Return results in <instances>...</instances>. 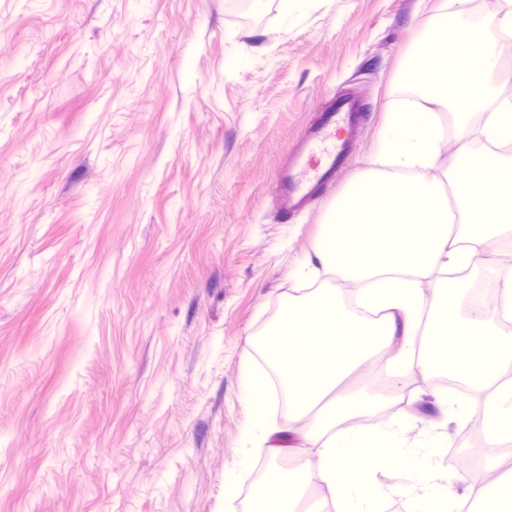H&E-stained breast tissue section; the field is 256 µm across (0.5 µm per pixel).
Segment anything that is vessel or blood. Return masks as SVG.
Wrapping results in <instances>:
<instances>
[{"label":"vessel or blood","instance_id":"1","mask_svg":"<svg viewBox=\"0 0 512 512\" xmlns=\"http://www.w3.org/2000/svg\"><path fill=\"white\" fill-rule=\"evenodd\" d=\"M359 114L353 102L340 99L322 112L318 121L288 152L277 172L280 209L294 214L308 208L338 168L350 161L353 141L341 130H354Z\"/></svg>","mask_w":512,"mask_h":512}]
</instances>
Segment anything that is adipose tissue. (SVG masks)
Returning <instances> with one entry per match:
<instances>
[{
	"label": "adipose tissue",
	"mask_w": 512,
	"mask_h": 512,
	"mask_svg": "<svg viewBox=\"0 0 512 512\" xmlns=\"http://www.w3.org/2000/svg\"><path fill=\"white\" fill-rule=\"evenodd\" d=\"M511 37L512 5L481 25H458L457 37L443 56H436L430 43L408 53L405 71L415 80L422 105L395 114L379 146L381 169L365 171L347 186L309 260L313 272L334 273L343 286L288 310L284 344L296 336L305 342L283 359L280 424L272 429L260 418L252 433L259 441L277 440L282 448L293 435L313 446L303 479L324 486L328 498H335L340 487L363 484L373 460L364 453L356 471L344 466L349 439L342 423L361 409V401L339 402L317 423L306 422L314 394L301 385L294 368L299 360L322 356L317 338L306 335L308 324L329 320L338 332L357 330L358 341L329 359L322 381L330 385L344 369L386 349L393 376L411 370L432 376L428 356L411 354L410 349L422 319H437L455 303L457 294L446 288L445 273L496 269L502 285L494 294L502 312L512 316V266L503 261L512 256V234L506 230L512 224V166H504L489 148L461 155L462 178L446 183L435 173L449 141L435 120L437 107H451L458 115L457 137H468L476 104L492 94L485 79L492 42ZM466 224L484 228L491 239L488 251L472 247V235L462 230ZM450 334L467 348L458 366L472 371L474 392L484 401L466 407L451 397L445 404L459 418L485 428L487 411L497 410L503 397L489 391L488 384L496 369L512 359V341H503L486 321L453 322ZM397 339L401 349L391 351ZM500 440L497 431L486 430L488 446H498Z\"/></svg>",
	"instance_id": "1"
}]
</instances>
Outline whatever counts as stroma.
I'll return each instance as SVG.
<instances>
[{"label":"stroma","mask_w":512,"mask_h":512,"mask_svg":"<svg viewBox=\"0 0 512 512\" xmlns=\"http://www.w3.org/2000/svg\"><path fill=\"white\" fill-rule=\"evenodd\" d=\"M505 0H0V512H244L269 464L244 397L255 338L336 287L308 265L327 209L370 168L405 56ZM362 119L351 165L282 217L276 174L328 106ZM315 402L362 391L374 418L485 460L446 387L393 390L370 354ZM410 512L408 473L371 475ZM404 495H393L394 487Z\"/></svg>","instance_id":"stroma-1"}]
</instances>
